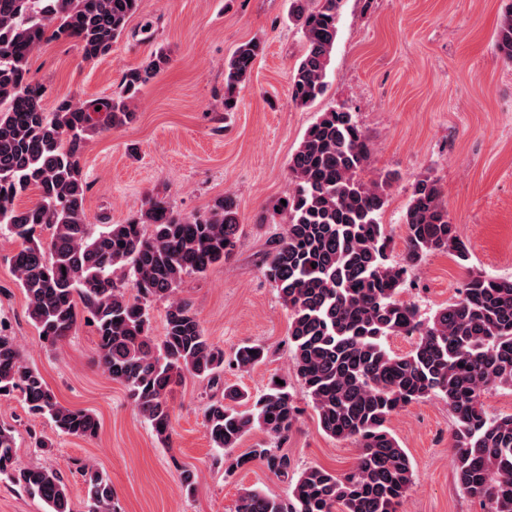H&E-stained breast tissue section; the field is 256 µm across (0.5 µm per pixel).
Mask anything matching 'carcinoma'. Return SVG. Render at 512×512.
I'll return each instance as SVG.
<instances>
[{
    "instance_id": "carcinoma-1",
    "label": "carcinoma",
    "mask_w": 512,
    "mask_h": 512,
    "mask_svg": "<svg viewBox=\"0 0 512 512\" xmlns=\"http://www.w3.org/2000/svg\"><path fill=\"white\" fill-rule=\"evenodd\" d=\"M342 0H319L310 10L293 0L291 16L306 50L290 77V99L306 106L322 95L336 41ZM139 0H0V232L18 250L12 270L27 314L42 343L53 347L75 331L81 315L97 332L99 365L123 384L137 411L163 443L172 438L168 396L186 375L224 383V350L205 336L191 304L176 297L185 277L228 260L239 242L238 203L231 194L201 215L182 216L163 196L146 198L140 215L95 232L86 212L88 186L80 157L87 138L131 123L141 88L164 72L169 55L158 50L126 71L109 96L63 100L51 111L29 60L44 42L70 38L86 61L108 56L123 36ZM495 45L512 62V9L502 17ZM264 53L256 39L241 43L224 67V111ZM101 110H96V107ZM369 146L351 113H323L305 132L289 162L294 190L273 214L286 227L272 241L266 272L290 311L288 342L294 368L322 431L358 447L354 467L337 475L310 467L292 480L288 500L259 489L240 496L235 512H402L413 483L411 459L389 427L393 415L429 396L442 397L456 421L454 468L461 490L512 512V414L488 415L482 397L512 388V280L472 271L462 297L427 320L400 295L409 270L432 253H448L466 267L469 251L448 221L441 186L415 181L404 214L403 261L392 262L380 214L383 184L360 178ZM37 201L20 209L30 189ZM49 231L43 236V231ZM168 299L164 331L151 334L149 307ZM390 336L415 338L396 354ZM265 347L240 346L233 365L249 371ZM17 395L29 412L55 430L94 438L90 411L61 405L40 372L29 366L14 338L0 330V396ZM300 410L284 385L271 383L253 400L227 385L212 399L203 425L216 459L233 473L258 460L283 476L291 460L259 441L237 457L227 451L255 431L285 441ZM88 512H117L109 477L82 467ZM40 498L48 512H74L62 473L20 468L12 427L0 424V477ZM186 495L197 472L180 469Z\"/></svg>"
}]
</instances>
